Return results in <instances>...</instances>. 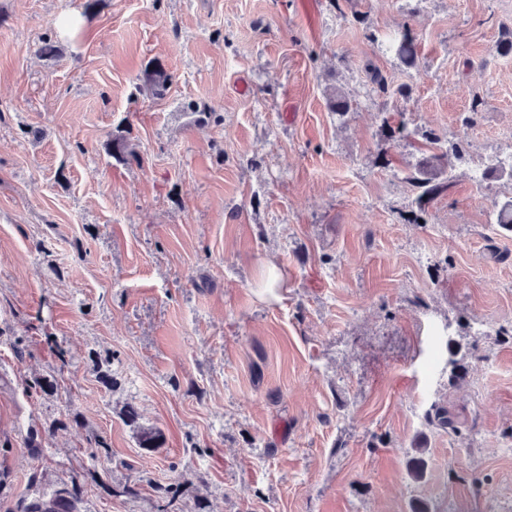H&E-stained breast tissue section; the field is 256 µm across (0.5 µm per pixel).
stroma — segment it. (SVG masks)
Masks as SVG:
<instances>
[{
  "label": "stroma",
  "instance_id": "stroma-1",
  "mask_svg": "<svg viewBox=\"0 0 512 512\" xmlns=\"http://www.w3.org/2000/svg\"><path fill=\"white\" fill-rule=\"evenodd\" d=\"M85 3L0 0V512H512V0ZM392 49L399 61L407 68L414 67L417 61V52L414 37L406 30L398 41H394ZM427 139L441 153L423 156L406 177L407 181L417 191L416 201L420 206V211H422V202L432 199L449 186L448 178L443 177L446 172L443 160L448 153L443 152L444 146L441 138L432 133ZM427 421L431 425L448 431V433L457 434L460 432L461 423L457 416L448 409L447 405L434 404L431 406L427 414ZM82 487L75 478L62 481L49 497L38 496L25 507V512H78Z\"/></svg>",
  "mask_w": 512,
  "mask_h": 512
}]
</instances>
